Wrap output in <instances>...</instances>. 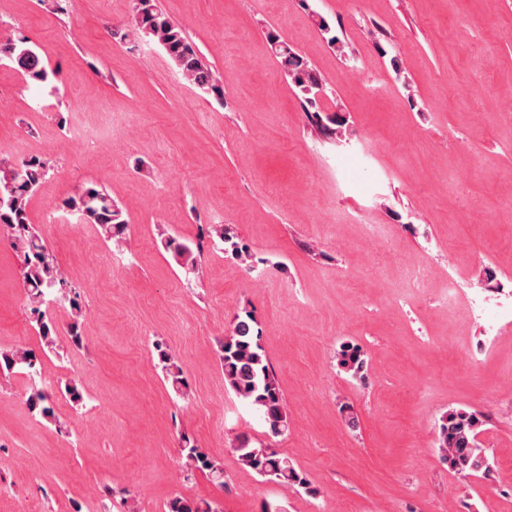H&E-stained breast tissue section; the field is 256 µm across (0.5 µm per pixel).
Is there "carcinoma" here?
Wrapping results in <instances>:
<instances>
[{
    "label": "carcinoma",
    "mask_w": 512,
    "mask_h": 512,
    "mask_svg": "<svg viewBox=\"0 0 512 512\" xmlns=\"http://www.w3.org/2000/svg\"><path fill=\"white\" fill-rule=\"evenodd\" d=\"M132 24L135 35L144 33L151 41L162 46L176 64L183 76L202 92L214 89L213 77L194 49L186 41L181 28L173 25L156 9L153 0H134ZM10 56L11 62L29 73L41 83L49 81L48 71L40 66V60L26 40L0 43V59ZM281 65L293 80L303 98V107L312 122H319L322 116L317 111L314 97L307 95L306 88L313 83L308 65L287 44L279 45L277 51ZM48 173L45 163L38 159L11 164L0 160V238H5L20 254L21 282L28 286L26 303L31 322L46 347L56 348L57 325L48 313L52 301H66L71 313V343L78 347L81 336L82 306L80 295L68 281L52 251L43 241L39 229L28 222L27 205ZM67 206L88 224H98L105 229L106 243L120 232L125 224L122 211L112 197L102 190L89 187L71 197ZM228 245V249L239 252L238 242L233 237L217 232V239H206L199 234L190 242L171 237L167 249L182 259V268L188 272L198 270L203 249L214 250L216 241ZM254 317L249 311L237 315L236 322L222 341L219 342V360L224 370V383L241 401L262 412L271 435L277 436L286 427L280 388L273 370L267 362L254 331ZM340 364L352 375L362 374L365 361L361 351L355 347L341 350ZM41 365L40 357L32 349L19 348L0 353V374L21 373L33 377ZM27 405L31 411L48 418L54 415L52 395L36 386L29 388ZM479 420L464 411L451 412L442 417L439 425L437 448L440 458H449L466 475L490 470L486 449L477 442ZM181 451L185 453L188 470L208 473L214 480L224 483V465L218 459L202 452L189 437H181ZM240 463L255 471L266 480L309 489L307 479L288 460L276 451L268 450L264 443L255 444L246 436L238 439L235 446ZM167 512H222L209 503H195L178 496L170 500Z\"/></svg>",
    "instance_id": "carcinoma-1"
}]
</instances>
